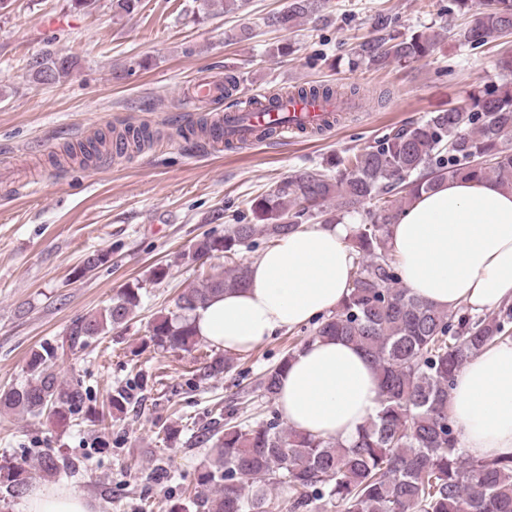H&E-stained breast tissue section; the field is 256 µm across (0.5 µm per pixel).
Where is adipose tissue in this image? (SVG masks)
Segmentation results:
<instances>
[{
	"label": "adipose tissue",
	"instance_id": "ef3b65f1",
	"mask_svg": "<svg viewBox=\"0 0 512 512\" xmlns=\"http://www.w3.org/2000/svg\"><path fill=\"white\" fill-rule=\"evenodd\" d=\"M350 221L300 227L248 265L244 288L198 309L199 338L229 353L251 351L280 330L336 311L349 293ZM404 285L448 310L482 312L512 303V188L442 180L419 193L390 229ZM365 354L336 338L308 343L280 379L284 421L324 440L354 439L379 405ZM461 444L474 458H512V342L487 346L460 368L448 402ZM24 512H88L76 492L34 490Z\"/></svg>",
	"mask_w": 512,
	"mask_h": 512
}]
</instances>
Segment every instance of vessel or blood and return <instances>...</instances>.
<instances>
[{"label":"vessel or blood","instance_id":"obj_1","mask_svg":"<svg viewBox=\"0 0 512 512\" xmlns=\"http://www.w3.org/2000/svg\"><path fill=\"white\" fill-rule=\"evenodd\" d=\"M320 100L312 98H289L283 106L269 107L260 112H234L229 120H216V132L211 135L213 146L232 142L239 146L255 143L260 130L273 131L276 139H287L295 133H309L323 128L327 118Z\"/></svg>","mask_w":512,"mask_h":512}]
</instances>
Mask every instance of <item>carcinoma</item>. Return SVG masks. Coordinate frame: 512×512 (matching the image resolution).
<instances>
[{
  "instance_id": "1",
  "label": "carcinoma",
  "mask_w": 512,
  "mask_h": 512,
  "mask_svg": "<svg viewBox=\"0 0 512 512\" xmlns=\"http://www.w3.org/2000/svg\"><path fill=\"white\" fill-rule=\"evenodd\" d=\"M142 0H112L120 16L140 10ZM323 7V0H291L288 8L267 17L280 29L296 26ZM387 16L378 19V35L361 43L355 65L383 68L426 56L439 34L421 31L405 37L389 30ZM512 33V0H478L469 25L458 41L474 48ZM508 78L491 85L464 105L451 106L428 118L393 129L360 152L338 155L328 165L331 176L305 169L279 181L251 201L222 237L198 240L189 260L223 255L231 267L185 289L176 312L158 317L152 341L163 350L189 351L201 344L193 319L196 311L244 287L248 266L237 260L257 237L280 240L301 224L318 219L339 223L365 210L351 230L355 252L350 293L331 315L316 321L313 337H336L361 348L380 378L379 410L349 445L302 434L277 412L257 425L234 416L203 429L202 442H213L212 458L197 479L191 507L170 512H279L287 497L290 512H316L330 505L336 512H512V459L479 460L461 450L458 430L448 414L454 376L467 360L491 343L512 341V305L490 314H473L461 306L436 308L406 288L399 261L388 245L390 226L411 198L428 188L425 178L475 179L512 186V55L500 60ZM74 62L45 55L35 64V77L55 83ZM302 97H335L326 84L297 89ZM140 286L129 285L102 311L81 319L69 333L67 346L46 343L27 363L26 380L0 389V411L49 414L67 425L82 408L87 390L60 379V351L73 349L109 328L127 323L140 304ZM288 352L256 381L261 396L276 400L281 374L294 357ZM236 358L210 351L200 367L203 376L218 378L231 371ZM31 471L23 464H0V485L13 496L27 490Z\"/></svg>"
}]
</instances>
